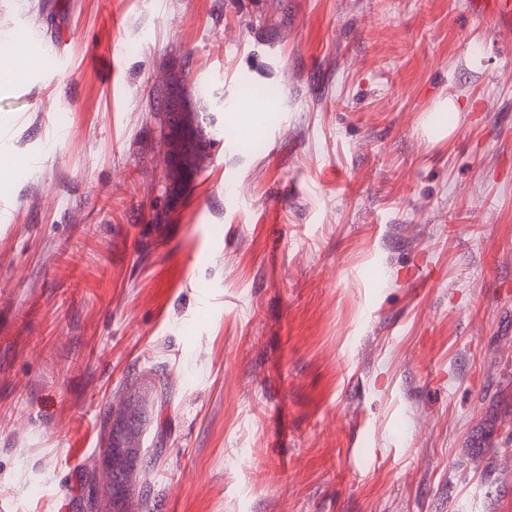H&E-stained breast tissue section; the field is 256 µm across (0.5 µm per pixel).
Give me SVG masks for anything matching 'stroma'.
<instances>
[{
    "label": "stroma",
    "instance_id": "obj_1",
    "mask_svg": "<svg viewBox=\"0 0 512 512\" xmlns=\"http://www.w3.org/2000/svg\"><path fill=\"white\" fill-rule=\"evenodd\" d=\"M138 375L151 512H512V33L0 0V512H72Z\"/></svg>",
    "mask_w": 512,
    "mask_h": 512
}]
</instances>
